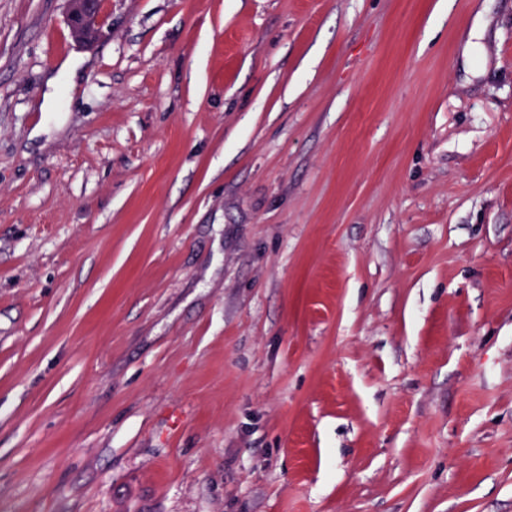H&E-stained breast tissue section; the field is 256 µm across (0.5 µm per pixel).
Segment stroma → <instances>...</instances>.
Here are the masks:
<instances>
[{
    "label": "stroma",
    "instance_id": "obj_1",
    "mask_svg": "<svg viewBox=\"0 0 512 512\" xmlns=\"http://www.w3.org/2000/svg\"><path fill=\"white\" fill-rule=\"evenodd\" d=\"M67 8L0 0V512H512V0ZM104 0H68V21L75 40L90 44L105 36Z\"/></svg>",
    "mask_w": 512,
    "mask_h": 512
}]
</instances>
